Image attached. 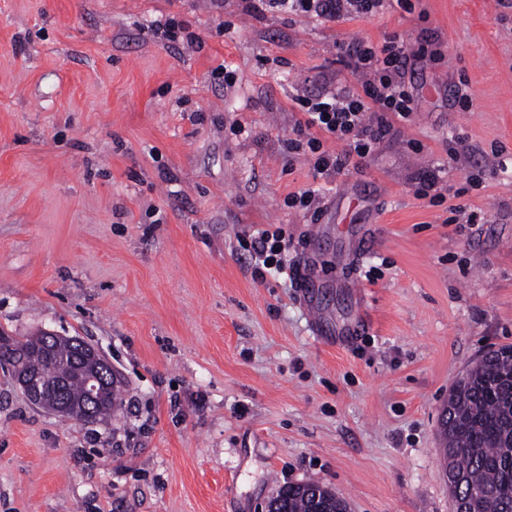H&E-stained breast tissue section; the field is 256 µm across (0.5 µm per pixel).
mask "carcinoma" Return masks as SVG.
Listing matches in <instances>:
<instances>
[{
	"mask_svg": "<svg viewBox=\"0 0 512 512\" xmlns=\"http://www.w3.org/2000/svg\"><path fill=\"white\" fill-rule=\"evenodd\" d=\"M0 361L15 363L25 372L43 376L47 386L59 388L61 397L78 401L83 394L76 347L61 344L49 353L44 333L17 339L0 333ZM512 345L490 350L486 362L475 363L454 383L443 414L448 419L445 442L448 463L461 476L464 487L479 494L467 503L466 512H512V457L503 445L512 438ZM119 405L115 390L87 416L69 418L93 421ZM306 489L298 486L288 495V512H307Z\"/></svg>",
	"mask_w": 512,
	"mask_h": 512,
	"instance_id": "1",
	"label": "carcinoma"
}]
</instances>
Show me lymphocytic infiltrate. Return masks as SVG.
Listing matches in <instances>:
<instances>
[{
  "label": "lymphocytic infiltrate",
  "instance_id": "obj_1",
  "mask_svg": "<svg viewBox=\"0 0 512 512\" xmlns=\"http://www.w3.org/2000/svg\"><path fill=\"white\" fill-rule=\"evenodd\" d=\"M388 0H252L254 10L275 9L291 14H304L326 21H339L365 16L386 7ZM355 71L365 76L362 90L353 93L342 89L300 102L305 120L300 123L299 138L289 140L288 148L309 149L314 154V168L327 175L339 170L350 156L369 155L375 144L391 130V116L408 118L414 110V99L404 81L409 55L404 48L388 43L382 47L360 41L349 52ZM348 141L349 151L339 155L323 151L312 129ZM251 248L260 264L253 269L255 278H264L272 270L288 272V243L283 228L257 231Z\"/></svg>",
  "mask_w": 512,
  "mask_h": 512
}]
</instances>
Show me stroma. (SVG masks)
<instances>
[{"instance_id":"obj_1","label":"stroma","mask_w":512,"mask_h":512,"mask_svg":"<svg viewBox=\"0 0 512 512\" xmlns=\"http://www.w3.org/2000/svg\"><path fill=\"white\" fill-rule=\"evenodd\" d=\"M359 41L405 45L416 109L321 176L296 99L360 90ZM279 225L318 322L252 275L245 235ZM1 331L93 345L120 405L63 421L0 371V512H259L288 482L454 512L443 406L512 344V8L0 0ZM387 2H397L403 8L408 4L407 0H253L252 8L257 11L270 8L326 21H339L372 14L391 5Z\"/></svg>"}]
</instances>
